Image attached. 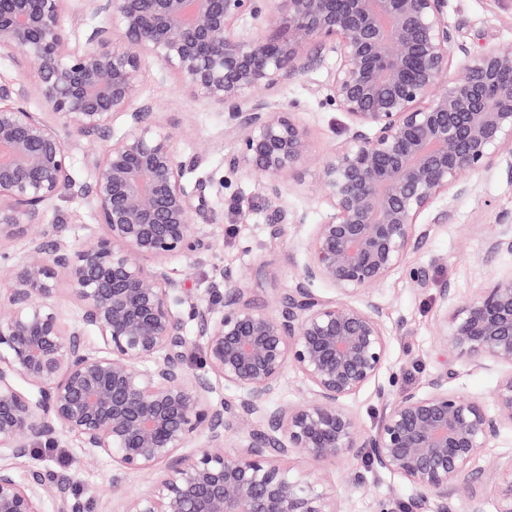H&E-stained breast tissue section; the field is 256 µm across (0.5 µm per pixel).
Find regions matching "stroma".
Masks as SVG:
<instances>
[{
  "label": "stroma",
  "instance_id": "stroma-1",
  "mask_svg": "<svg viewBox=\"0 0 512 512\" xmlns=\"http://www.w3.org/2000/svg\"><path fill=\"white\" fill-rule=\"evenodd\" d=\"M446 12L456 43L470 48L512 47V5L505 0H448ZM328 95L323 68L254 93L256 99L294 112L308 131L312 164L288 172L282 181L289 215L304 217L310 226L331 213L311 191L314 162L346 137L347 118L329 102ZM141 99L152 105L157 123L170 131L179 157H202L188 179L206 186V217L197 230L214 247L198 254L189 265L178 258L168 260L172 280L205 301L213 298L212 281L226 270L235 272L246 299L258 304L291 287L304 260L307 235L291 230L278 240L269 237V203L258 174L245 165L232 171L224 164L239 144L224 131L223 107L204 100L175 74L153 63L146 66ZM470 181L472 194L460 196L451 190L435 200V208L447 210V223L430 225L420 248L375 288L388 337V360L381 378L393 380L392 395L425 390L434 375L450 370L454 373L452 388L487 401L501 374L500 368H478L445 353L438 336L446 312L439 294L441 283H450L455 301L460 302L474 296L495 274L512 269V255L491 257L486 252L492 225L512 217V181L495 169L472 174ZM46 221L60 225L62 237L75 245L104 232L89 199L79 196L56 201ZM415 268L426 271V287L412 284L409 274ZM0 465L13 468L21 477L32 468L71 475L74 490L86 498L109 490L110 512H122L129 498L148 494L153 484L152 475L121 469L111 457L82 447L70 435L60 436L54 447L38 449L23 459L0 454ZM290 466L296 471L325 473L337 512H374L381 501L393 502L396 512H407L414 495L398 477L373 473L363 462L358 469L364 480L356 487L346 484L343 461L294 456Z\"/></svg>",
  "mask_w": 512,
  "mask_h": 512
}]
</instances>
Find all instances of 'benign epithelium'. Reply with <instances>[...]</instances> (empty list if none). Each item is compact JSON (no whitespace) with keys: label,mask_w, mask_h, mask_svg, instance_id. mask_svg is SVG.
I'll return each instance as SVG.
<instances>
[{"label":"benign epithelium","mask_w":512,"mask_h":512,"mask_svg":"<svg viewBox=\"0 0 512 512\" xmlns=\"http://www.w3.org/2000/svg\"><path fill=\"white\" fill-rule=\"evenodd\" d=\"M63 0H0V51H20L37 72L32 88L0 83V239L32 236L21 268L0 283V452L16 459L72 435L121 468L155 475L151 493L123 512H336L320 473L293 474L283 461H368L418 491L412 507L433 512H512V457L479 494L483 448L512 431V271L452 306L439 335L458 358L504 368L493 407L435 375L424 392L392 400L372 432L344 402L376 382L387 358L371 290L427 235L420 218L468 176L498 168L512 181V48L457 45L447 0H85L95 21L71 46ZM123 31L112 40V21ZM266 24L276 33L261 36ZM461 58L448 78L454 53ZM328 69L329 101L348 117L346 138L320 162L316 188L332 210L314 225L294 284L269 307L244 299L229 271L212 293L221 307L176 287L164 263L211 248L196 217L205 187L186 174L172 137L139 91L147 61L203 99L227 108L238 152L225 160L263 176L269 234L288 231L282 177L309 162V139L293 113L255 101L259 86ZM34 95L56 118L24 106ZM127 128L110 135L115 115ZM107 140L86 155L92 181L79 185L65 133ZM90 198L105 233L75 246L40 229L46 209ZM490 255L512 254L500 224ZM65 273L81 306L74 320L56 303ZM325 283L334 296L314 291ZM225 291H220V288ZM204 339L200 368L186 367L187 322ZM94 335L101 343L87 341ZM307 382L297 405H269L288 369ZM241 391L215 404L211 377ZM249 443L224 451V415ZM204 443L184 456L198 438ZM72 479L43 470L17 478L0 466V512H91Z\"/></svg>","instance_id":"7a95c632"}]
</instances>
